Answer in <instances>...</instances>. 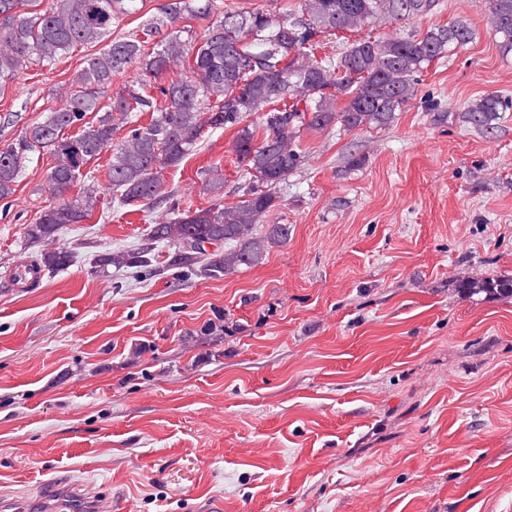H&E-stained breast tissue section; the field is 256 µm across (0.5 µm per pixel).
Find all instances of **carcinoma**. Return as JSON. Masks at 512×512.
<instances>
[{
	"label": "carcinoma",
	"instance_id": "obj_1",
	"mask_svg": "<svg viewBox=\"0 0 512 512\" xmlns=\"http://www.w3.org/2000/svg\"><path fill=\"white\" fill-rule=\"evenodd\" d=\"M137 0H0V91L25 68L49 66L79 46L104 41L113 21L139 8ZM492 34L512 51V0H481ZM438 0H303L288 13L217 11L215 0H165L161 18L143 24L151 38L116 40L87 60L65 104L26 126L0 149V199L14 191L19 174L39 151L54 165L42 187L48 205L28 225L29 243L42 246L38 263L54 273L72 262L54 245L61 229L92 219L99 203L94 171L87 165L107 152L103 171L117 203L152 206L162 196L164 170L195 153L206 129H236L235 152L249 181L242 200L184 211L152 224L131 251L97 256L101 269L152 271L155 248H171L167 266L208 279L257 266L270 249L288 242L290 226L265 224L277 189L306 161L304 130L386 128L408 104L417 76L475 37L463 19L429 28L423 35L360 39L336 58H315L321 33L352 29L382 17L408 20L431 13ZM203 23L200 41L181 40L192 23ZM137 65L142 79L112 89V75ZM188 67L189 74L161 83L163 75ZM163 104H157L154 92ZM512 99L489 94L471 102L463 119L489 131ZM91 112L98 119L88 121ZM255 120H250V117ZM124 129L118 144L112 137ZM206 186H224L223 169L203 171ZM460 289L512 297V278L466 281Z\"/></svg>",
	"mask_w": 512,
	"mask_h": 512
}]
</instances>
